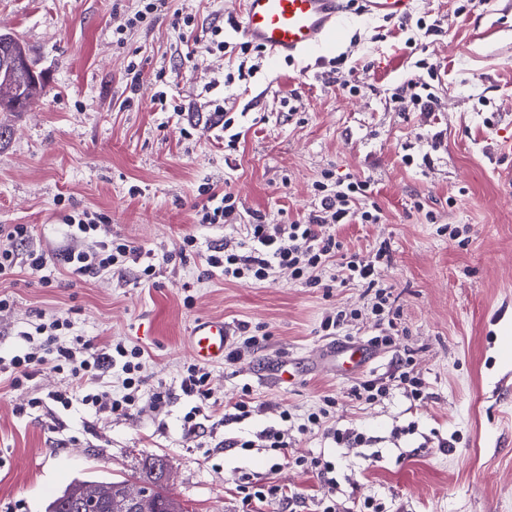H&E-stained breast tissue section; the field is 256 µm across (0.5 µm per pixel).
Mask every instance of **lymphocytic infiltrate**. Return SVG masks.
Here are the masks:
<instances>
[{
    "instance_id": "obj_1",
    "label": "lymphocytic infiltrate",
    "mask_w": 512,
    "mask_h": 512,
    "mask_svg": "<svg viewBox=\"0 0 512 512\" xmlns=\"http://www.w3.org/2000/svg\"><path fill=\"white\" fill-rule=\"evenodd\" d=\"M313 191L318 206L308 215L287 224H269L262 216H255L235 244L214 246L203 253L196 236H184L178 249L181 262L201 258L206 274L218 273L226 281L236 283L264 284L280 269L290 270L295 281L306 288H324L338 281L354 283L372 294L371 313L376 321L394 322L397 311L392 293L384 287L380 273L381 267L392 259L389 245L380 244L373 256L365 258L345 252L334 233L339 224H375L381 220L380 207L369 200L368 181L336 178L327 172L322 180L314 183ZM200 194L201 199L195 205L199 223L224 224L238 210L239 199L232 191L209 185ZM63 221L71 238L79 242L78 247L64 255V267L71 276L84 281L112 268L132 264L139 269L138 283L153 284L160 264L158 256L121 238L97 239L99 225L107 221L104 214L75 210L64 215ZM28 240L27 225L0 228V279L10 278L18 268L24 267L41 273L42 284L51 286L50 276L44 273L47 256L42 250L28 247ZM73 327L74 322L69 318L42 317L31 332L25 333V346L9 360L0 359V377L16 387L32 381L45 369L65 372L69 385L49 395L50 400L64 408L78 400L99 413L121 414L136 407L144 397L156 407L166 403L165 390L155 389L148 396L143 393V349H129L111 340L99 345L72 336ZM411 364L409 358H397L388 382L366 380L355 384L350 389L351 396L373 401L395 389L412 400H424L425 383L414 374ZM111 372L121 377L120 392L105 388V378ZM180 389L195 401L184 416V429L192 435L199 428L198 417L216 410L210 401L208 371L188 367L181 377Z\"/></svg>"
}]
</instances>
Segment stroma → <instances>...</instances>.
<instances>
[{
  "mask_svg": "<svg viewBox=\"0 0 512 512\" xmlns=\"http://www.w3.org/2000/svg\"><path fill=\"white\" fill-rule=\"evenodd\" d=\"M137 8V0H0V32L23 40L47 91L28 111L0 112V225H28L53 279L43 287L25 269L0 281V295L13 300L0 312V356L23 346L40 313L68 315L75 335L144 349L146 389L170 392L162 408L144 399L109 415L79 403L31 407L67 383L49 369L0 387V512H45L76 479H135L147 456L165 460L167 489L189 512H247L239 486L268 482L299 501L273 499L259 512H315L325 489L296 461L319 455L336 460L340 512H358L366 496L383 512H512V188L499 182L490 152L512 124V0H418L411 18L429 24L426 32L354 15L322 51L261 58L245 82L235 78L236 52L208 53L200 42L210 25L241 19L242 0H172L152 22L125 28ZM176 10L194 16L193 30L174 27ZM336 58L350 87L328 75ZM411 80L429 83L432 111L395 102ZM160 88L191 120L160 109ZM210 100L234 118L236 148L213 127ZM327 169L369 181L382 210L380 223L338 225L344 248L366 257L384 242L392 251L382 279L398 334L360 375L328 369L324 358L340 339L323 335L320 322L331 310H358L347 341L366 345L376 327L364 288H304L285 270L266 284H239L176 260L160 264L150 288L130 268L77 282L65 272L62 217L71 209L104 213L99 235L163 255L187 234L203 248L234 240L257 213L271 224L301 218ZM204 183L237 194L235 225L198 223ZM454 227L467 245L450 238ZM200 318L268 338L235 362L207 366L218 403L251 387V417L212 416L190 436L183 416L194 401L179 380L197 362L187 332ZM407 352L426 400L398 391L371 404L351 397L353 384L387 377ZM327 396L336 400L330 425L363 432L369 445L339 450L321 431L298 432ZM269 427L287 431V448L248 447ZM232 439L240 447H229ZM442 439L452 451L439 450Z\"/></svg>",
  "mask_w": 512,
  "mask_h": 512,
  "instance_id": "35a3bbf8",
  "label": "stroma"
}]
</instances>
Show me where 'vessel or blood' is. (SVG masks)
<instances>
[{"label":"vessel or blood","instance_id":"b4317fda","mask_svg":"<svg viewBox=\"0 0 512 512\" xmlns=\"http://www.w3.org/2000/svg\"><path fill=\"white\" fill-rule=\"evenodd\" d=\"M361 13L382 19H400L414 10L416 0H359ZM347 0H245L244 18L238 28L245 40L262 47L270 61L304 56L339 38ZM491 153L502 161L500 180L512 184V136H500ZM230 328L221 319L198 320L187 344L206 363L223 362ZM344 361L347 374L360 372L370 361L364 348L344 345L334 352Z\"/></svg>","mask_w":512,"mask_h":512}]
</instances>
